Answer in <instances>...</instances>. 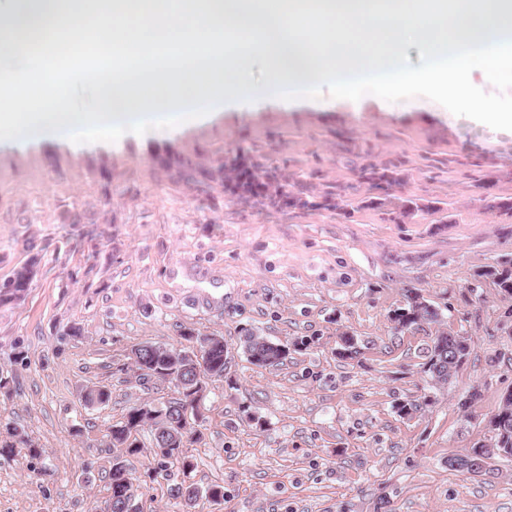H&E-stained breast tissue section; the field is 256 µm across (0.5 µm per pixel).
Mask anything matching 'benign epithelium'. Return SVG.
Masks as SVG:
<instances>
[{
	"mask_svg": "<svg viewBox=\"0 0 512 512\" xmlns=\"http://www.w3.org/2000/svg\"><path fill=\"white\" fill-rule=\"evenodd\" d=\"M220 344L222 340L218 336H201L194 341L191 351L181 353L183 367L176 380H171L168 374L157 375V378L171 383L172 389L176 390L174 396L178 399V403L161 416L162 423L157 432L159 439L172 445L196 434L197 424L201 421V405L207 395L211 377L214 376V371L209 369L208 357L211 350ZM437 352L443 365L451 367L458 361L460 352L454 346L453 332H448L446 338L439 337ZM486 448L488 452L485 454H450L448 466L462 467L473 475H481L488 469L490 457L512 455V448L501 447L499 439L487 442Z\"/></svg>",
	"mask_w": 512,
	"mask_h": 512,
	"instance_id": "obj_1",
	"label": "benign epithelium"
}]
</instances>
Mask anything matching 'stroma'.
Returning <instances> with one entry per match:
<instances>
[{
  "label": "stroma",
  "mask_w": 512,
  "mask_h": 512,
  "mask_svg": "<svg viewBox=\"0 0 512 512\" xmlns=\"http://www.w3.org/2000/svg\"><path fill=\"white\" fill-rule=\"evenodd\" d=\"M237 158L274 175L281 196L228 195L224 167ZM368 164L402 179L368 182ZM298 194L308 206L289 205ZM490 198L512 200V131L422 97L324 90L306 106L259 101L114 142L0 146V283L41 258L24 298L0 305V368L16 374L0 421L41 448L0 457V512L103 507L108 427L168 393L121 366L138 344L175 346L188 330L227 349L186 477L223 485L224 500L172 498L185 477L147 452L132 461L157 473L139 484L142 512H512V460L492 477L448 466L488 439L512 388V294L485 274L512 259V212L487 210ZM408 288L469 340L448 385L421 372L435 326L392 328ZM250 331L287 344V361L251 365ZM345 332L358 359L336 354ZM97 386L110 401L85 404ZM475 387L480 400L466 404ZM423 398L398 416L397 403Z\"/></svg>",
  "instance_id": "stroma-1"
}]
</instances>
